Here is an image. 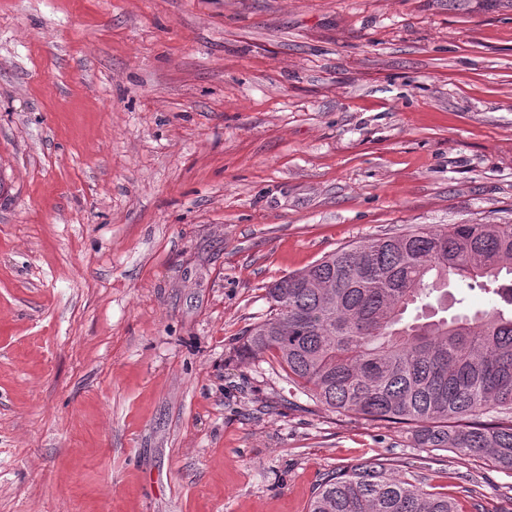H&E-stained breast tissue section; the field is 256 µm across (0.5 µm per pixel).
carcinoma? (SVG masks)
<instances>
[{
  "label": "carcinoma",
  "instance_id": "cac0c4a2",
  "mask_svg": "<svg viewBox=\"0 0 512 512\" xmlns=\"http://www.w3.org/2000/svg\"><path fill=\"white\" fill-rule=\"evenodd\" d=\"M512 224L415 225L348 245L266 288L247 360L277 356L288 382L334 411L414 426L421 448L512 471ZM501 303L446 316L448 285ZM308 512H461L443 492L358 463L321 479Z\"/></svg>",
  "mask_w": 512,
  "mask_h": 512
}]
</instances>
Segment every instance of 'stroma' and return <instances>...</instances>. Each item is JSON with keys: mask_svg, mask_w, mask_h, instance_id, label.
I'll return each mask as SVG.
<instances>
[{"mask_svg": "<svg viewBox=\"0 0 512 512\" xmlns=\"http://www.w3.org/2000/svg\"><path fill=\"white\" fill-rule=\"evenodd\" d=\"M413 224H512V0H0V512H306L377 458L512 512L238 355Z\"/></svg>", "mask_w": 512, "mask_h": 512, "instance_id": "stroma-1", "label": "stroma"}]
</instances>
